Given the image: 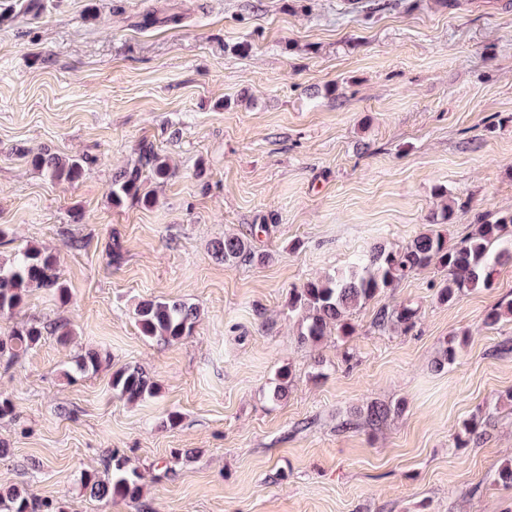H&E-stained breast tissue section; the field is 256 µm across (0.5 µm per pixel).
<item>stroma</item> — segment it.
Returning a JSON list of instances; mask_svg holds the SVG:
<instances>
[{
	"label": "stroma",
	"instance_id": "stroma-1",
	"mask_svg": "<svg viewBox=\"0 0 512 512\" xmlns=\"http://www.w3.org/2000/svg\"><path fill=\"white\" fill-rule=\"evenodd\" d=\"M500 2L37 0L0 15V253L51 249L72 295L35 291L0 330L41 318L75 331L0 368L19 415L0 419V483L71 512H512L497 481L512 462V319L482 325L512 298V262L450 305L442 273L409 276L354 311L352 336L316 347L288 309L292 289L407 244L444 203L452 243L478 215L512 212V10ZM148 14L159 24L143 26ZM144 142L175 174L154 204L113 205L112 179ZM44 150L88 157L83 177L34 170ZM227 234L265 261L216 260ZM154 298L199 307L192 336H143L134 309ZM401 302L416 329L378 330L377 309ZM451 337L456 360L435 369ZM88 350L110 365L67 381ZM124 365L159 395L114 397ZM374 401L405 409L342 430ZM485 411L480 444L456 447ZM110 449L141 474L139 501L82 495Z\"/></svg>",
	"mask_w": 512,
	"mask_h": 512
}]
</instances>
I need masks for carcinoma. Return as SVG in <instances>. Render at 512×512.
I'll return each mask as SVG.
<instances>
[{
	"mask_svg": "<svg viewBox=\"0 0 512 512\" xmlns=\"http://www.w3.org/2000/svg\"><path fill=\"white\" fill-rule=\"evenodd\" d=\"M86 160H63L46 152L32 154L30 164L54 181L74 183L83 174ZM172 176L169 163L148 143L138 149L137 162L119 171L112 180V203L126 201L151 204L146 191L149 179L165 181ZM216 259L229 266L263 260L251 242L238 235H226L214 245ZM512 261V212L491 217H477L472 232L458 243H448L438 231L424 232L406 245L389 249L374 247L364 258L345 271L307 281L292 290L289 308L299 317L298 340L302 344H319L324 337H348L354 334L353 312L376 299L396 282L431 267L445 273L437 298L451 304L468 291L490 289L494 286L498 268ZM34 290L53 292L61 303L70 301L68 289L60 281L57 258L54 254L29 246L14 254L0 257V318L13 315ZM138 326L143 335L164 343H173L191 335L199 321L200 311L185 302L148 299L135 307ZM512 317V299L491 307L483 325L492 328L506 317ZM374 325L382 330L394 329L405 334L417 325V310L409 305L382 306L374 316ZM73 335L70 323L64 320L32 318L15 324L0 336V367L13 368L22 354L38 346L47 336L66 345ZM111 358L97 351L75 356L73 371L65 376L73 380L110 364ZM291 369L278 368L271 399L282 400L288 394ZM112 394L128 403H136L157 395L159 387L148 372L136 366H122L112 371ZM400 405L379 402L368 404L357 416L376 426L394 413ZM485 420L476 416L463 424L456 436V445L466 448L477 445L482 438L480 428ZM81 489L89 498L103 501L114 498L136 501L142 486L140 476L127 468L126 458L109 451L102 471L86 472L81 476ZM0 512H69L66 503L40 498L15 485L0 487Z\"/></svg>",
	"mask_w": 512,
	"mask_h": 512,
	"instance_id": "1",
	"label": "carcinoma"
}]
</instances>
